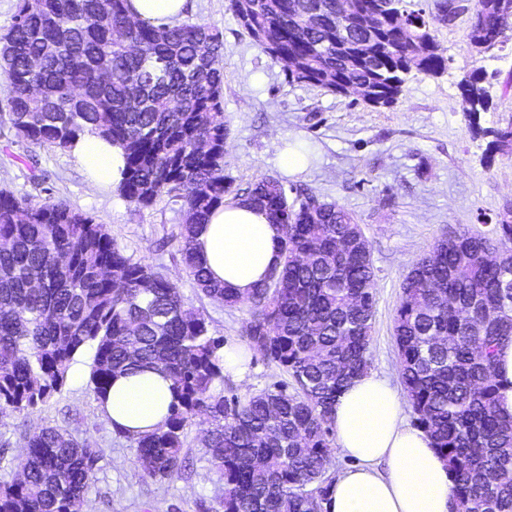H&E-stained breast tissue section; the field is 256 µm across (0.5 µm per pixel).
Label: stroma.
Here are the masks:
<instances>
[{
  "label": "stroma",
  "instance_id": "stroma-1",
  "mask_svg": "<svg viewBox=\"0 0 512 512\" xmlns=\"http://www.w3.org/2000/svg\"><path fill=\"white\" fill-rule=\"evenodd\" d=\"M437 0H412L423 10L448 59L441 75L409 77L395 105L373 109L355 95H335L288 80L248 36L229 0H190L186 21L216 26L224 37V119L229 127L224 172L244 189L263 177L308 187L320 199L353 213L364 228L375 270V302L369 346L371 369L399 383L393 318L401 284L413 265L460 225L493 234L498 214L512 204V155L490 154L489 139L474 134L458 84L474 67L493 73L484 128L512 123V31L491 53L472 57L467 33L476 0H459L446 23ZM305 154L307 165L284 172L279 155ZM35 201L63 199L92 213L127 254L153 265L179 288L189 306L202 310L211 329L228 342H243L249 308H228L201 297L186 275L177 241L178 204L160 200L138 208L115 186L95 182L70 154L14 141L0 124V191ZM91 357L74 364L60 394L35 412L0 421V481L13 467L23 431L58 426L99 448L100 459L80 512H222L224 481L206 461L200 428L188 424L182 455L187 477L159 482L142 471L130 438L113 431L89 382ZM246 380L224 381L226 398L249 395L282 381L283 373L251 352Z\"/></svg>",
  "mask_w": 512,
  "mask_h": 512
}]
</instances>
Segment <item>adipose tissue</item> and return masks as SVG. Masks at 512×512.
<instances>
[{
	"label": "adipose tissue",
	"mask_w": 512,
	"mask_h": 512,
	"mask_svg": "<svg viewBox=\"0 0 512 512\" xmlns=\"http://www.w3.org/2000/svg\"><path fill=\"white\" fill-rule=\"evenodd\" d=\"M71 154L100 181L118 183L120 148L88 131ZM280 225L246 201L216 207L199 225L196 247L214 280L249 297L281 265ZM171 382L152 369L116 378L102 408L115 430L143 435L164 427ZM336 447L353 464L334 482L325 512H450L452 483L430 436L411 425L391 381L368 373L337 397L332 414Z\"/></svg>",
	"instance_id": "1"
}]
</instances>
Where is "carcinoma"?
<instances>
[{
    "label": "carcinoma",
    "mask_w": 512,
    "mask_h": 512,
    "mask_svg": "<svg viewBox=\"0 0 512 512\" xmlns=\"http://www.w3.org/2000/svg\"><path fill=\"white\" fill-rule=\"evenodd\" d=\"M501 0H477L468 32L482 56L512 30ZM230 8L252 40L282 60L291 82L336 93L366 85L383 107L412 72L437 76L447 59L407 0H383L374 34L357 29L358 56L336 41L339 0H251ZM131 19L129 0H20L0 36V75L10 87L6 120L20 141L62 153L87 130L122 148L119 194L140 208L180 203L178 252L198 290L226 307L250 308V349L291 378L243 402L224 397V337L188 307L152 265L135 260L95 218L64 201L0 192V419L34 411L65 386L93 350L97 400L112 379L158 367L175 401L165 426L134 438L147 476L182 473L185 427L202 418L208 463L224 479L223 512H323L336 398L367 373L375 274L356 218L301 187L265 177L241 191L224 174V38L198 22ZM142 79L134 96L132 79ZM486 73L470 70L461 95L489 104ZM489 149L512 153V125L483 131ZM249 199L288 223L281 267L242 300L213 281L195 247L212 210ZM495 242L459 229L405 278L394 316L401 383L417 427L433 439L453 483L452 512H512V418L498 409V350L512 342V208ZM100 451L57 426L25 436L21 478L0 485V512H74Z\"/></svg>",
    "instance_id": "1"
}]
</instances>
